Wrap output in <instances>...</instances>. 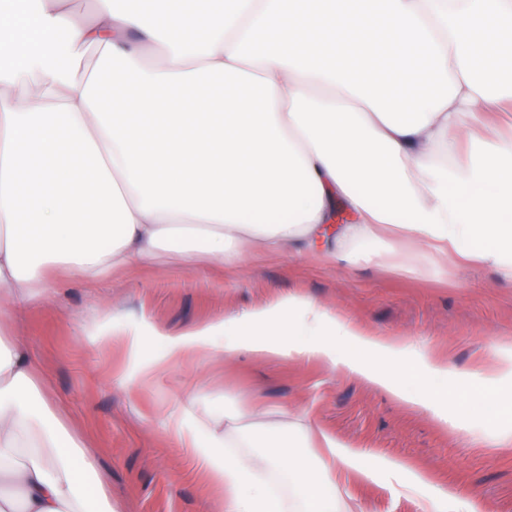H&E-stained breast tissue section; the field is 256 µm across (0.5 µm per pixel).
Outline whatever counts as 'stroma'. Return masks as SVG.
I'll return each mask as SVG.
<instances>
[{"label":"stroma","instance_id":"obj_1","mask_svg":"<svg viewBox=\"0 0 512 512\" xmlns=\"http://www.w3.org/2000/svg\"><path fill=\"white\" fill-rule=\"evenodd\" d=\"M296 297L351 319L369 333L409 338L450 370L448 396L461 421L444 426L322 360L262 358L238 348L223 359L189 356L168 364L156 331L195 326ZM12 333L47 366L44 384L87 443L119 512H210L216 496L170 429L162 404L180 392L189 416L261 405L321 426L346 446L413 463L438 485L476 496L484 512H512V413L483 411L484 392L460 395L462 380L512 350V283L491 269L434 279L359 263L346 269L314 255L246 256L210 268L165 258L89 287L69 281L53 303L33 302ZM141 347L130 351L126 337ZM154 365L151 377L142 374ZM354 512H422L429 495H397L386 479L350 475L341 487Z\"/></svg>","mask_w":512,"mask_h":512}]
</instances>
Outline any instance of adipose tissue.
<instances>
[{"label":"adipose tissue","mask_w":512,"mask_h":512,"mask_svg":"<svg viewBox=\"0 0 512 512\" xmlns=\"http://www.w3.org/2000/svg\"><path fill=\"white\" fill-rule=\"evenodd\" d=\"M64 0L0 9V324L59 280L102 282L162 253L214 264L248 251L365 259L423 276L448 261L512 281V137L478 136L512 112V0ZM165 60L141 64V46ZM95 47V65L79 50ZM300 319H293L294 311ZM265 329L260 355L319 358L448 420V367L407 338L365 333L296 298L165 337L166 356L233 351L229 323ZM339 346L360 356L337 360ZM436 386L391 369L409 352ZM44 365L0 333V512H115L86 443L44 391ZM496 415L512 405V355L480 372ZM167 413L220 495L214 512H350L348 473L386 475L400 496L433 489L425 512H483L459 488L350 448L300 421L243 447L256 412ZM316 433L318 462L290 431Z\"/></svg>","instance_id":"obj_1"}]
</instances>
